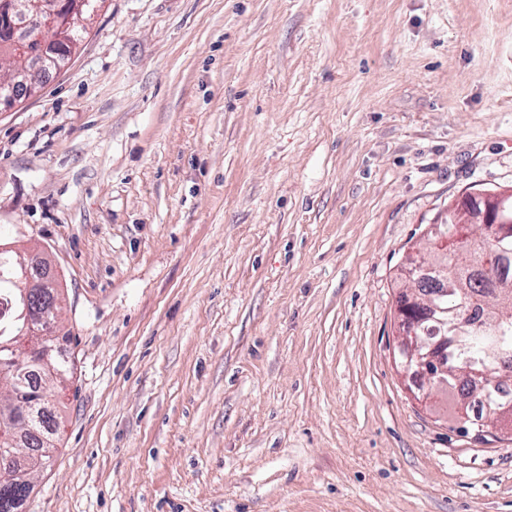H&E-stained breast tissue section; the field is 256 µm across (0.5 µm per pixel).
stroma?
<instances>
[{"label": "stroma", "instance_id": "obj_1", "mask_svg": "<svg viewBox=\"0 0 512 512\" xmlns=\"http://www.w3.org/2000/svg\"><path fill=\"white\" fill-rule=\"evenodd\" d=\"M0 112L72 379L24 512H512L399 367L409 252L512 191V0H100Z\"/></svg>", "mask_w": 512, "mask_h": 512}]
</instances>
